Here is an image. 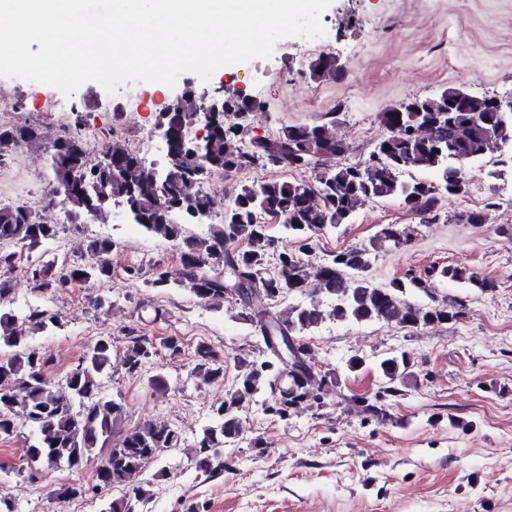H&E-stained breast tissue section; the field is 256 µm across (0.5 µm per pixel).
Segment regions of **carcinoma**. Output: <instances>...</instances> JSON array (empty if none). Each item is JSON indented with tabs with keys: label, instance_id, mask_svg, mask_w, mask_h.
Here are the masks:
<instances>
[{
	"label": "carcinoma",
	"instance_id": "obj_1",
	"mask_svg": "<svg viewBox=\"0 0 512 512\" xmlns=\"http://www.w3.org/2000/svg\"><path fill=\"white\" fill-rule=\"evenodd\" d=\"M336 59L317 57L310 65L314 80L334 79ZM489 96H474L459 88H447L433 97L415 96L380 113L388 134L379 139L367 158L352 164L326 161L343 157L345 142L331 133L328 124L312 122L288 125L277 136L258 138L243 122L228 123L219 115L206 132L207 150L196 156L183 150L180 125H169L170 158L163 175L145 164L127 145L113 142L105 156L111 167L87 165L83 142L67 137L50 150L57 203L73 221L122 206L128 220L154 237L173 242L180 253L181 271L173 278L157 269L145 280L150 288L177 286L203 302L214 303L239 296L243 319L254 325L260 336L272 332L297 340L327 321L341 323L385 322L402 326L442 325L457 321L466 306L458 297H430L427 305L416 304L407 295L428 292L426 282L412 276L394 279L387 286L375 285L367 276L371 249L346 248L330 254L309 272V264L288 250H279L267 225L257 215L285 218L284 228L306 251L313 238L351 221L356 209L367 202L396 199L428 224L441 217L439 202L444 196L467 193L463 169L488 154L512 145V114L497 112ZM258 107L251 98L224 102L241 118ZM39 138L29 125H0V152L20 140L29 144ZM261 165L276 170L310 172L309 180L273 178L252 184L231 183L227 198L201 187L211 173L227 177ZM417 169L436 172L440 182L403 176ZM220 216L209 225L205 237L187 234L185 226ZM413 230L387 224L377 243L393 249L411 241ZM58 235L55 224L43 222L26 204L0 203V299L12 291L15 255L10 245L23 240L35 250ZM241 247L229 251L227 243ZM113 241L95 237L86 247L93 262L62 271L49 262L29 266L28 278L41 291L55 292L67 285L90 281L106 283L112 278ZM276 270L268 272L270 258ZM440 275L450 282L481 292L495 284L463 266L450 265ZM284 293L298 294L306 301L273 314L268 302ZM61 325V320L39 309H31L23 320L0 312V436L13 435L18 424L33 428L27 448L34 455L53 458L78 468L97 458V483L88 488L69 484L62 494L83 498L89 492L114 484L131 482L146 463L168 448L181 444L179 432L165 423L151 422L132 429L120 428L123 404L102 391V379L111 375L112 338L103 336L80 359L63 382L48 374L52 356L30 347L29 336ZM157 354L154 342L144 335L126 337L125 370L137 374L145 361ZM192 373L204 385L224 380L222 357L201 341L194 350ZM275 356L258 363L242 358L234 386L224 402L211 409V420L196 436L190 459L202 471L224 469V445L240 438V412L260 396L269 394L267 409L283 418L311 397L319 399L335 382L334 376L317 370L303 358L288 363V371L277 377ZM414 362L407 352L381 360L377 370L386 380L385 391L397 392L395 384L412 376ZM121 434V441L112 438ZM144 490L102 502L100 512H134L132 501L143 500Z\"/></svg>",
	"mask_w": 512,
	"mask_h": 512
}]
</instances>
